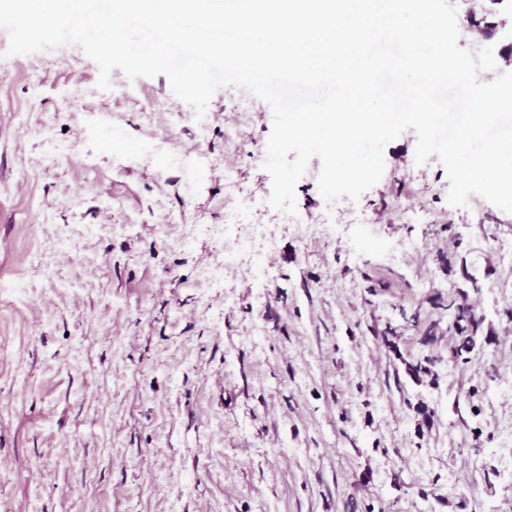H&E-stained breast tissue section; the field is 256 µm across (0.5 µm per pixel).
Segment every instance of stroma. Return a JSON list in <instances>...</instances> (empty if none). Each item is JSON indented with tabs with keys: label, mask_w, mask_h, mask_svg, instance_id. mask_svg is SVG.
<instances>
[{
	"label": "stroma",
	"mask_w": 512,
	"mask_h": 512,
	"mask_svg": "<svg viewBox=\"0 0 512 512\" xmlns=\"http://www.w3.org/2000/svg\"><path fill=\"white\" fill-rule=\"evenodd\" d=\"M8 46L0 29V512H512V214L451 206L408 130L351 207L326 204L311 159L296 209L334 230L309 241L252 209L264 282L246 259L210 284L224 244L207 225L271 194L269 105L227 87L199 118L165 75L116 69L102 91L79 47ZM419 207L429 223H407ZM375 213L413 251L362 250ZM466 272L485 341L453 363L420 339L447 328L436 297ZM426 355L439 376L415 382Z\"/></svg>",
	"instance_id": "obj_1"
}]
</instances>
